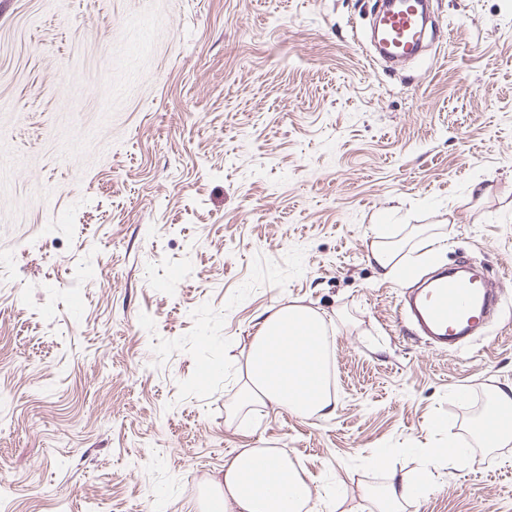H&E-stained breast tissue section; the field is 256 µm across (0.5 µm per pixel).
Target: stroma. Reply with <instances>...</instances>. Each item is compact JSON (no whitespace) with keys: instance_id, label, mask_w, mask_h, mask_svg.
<instances>
[{"instance_id":"1","label":"stroma","mask_w":512,"mask_h":512,"mask_svg":"<svg viewBox=\"0 0 512 512\" xmlns=\"http://www.w3.org/2000/svg\"><path fill=\"white\" fill-rule=\"evenodd\" d=\"M374 4L0 0V512H201L239 448L310 473L314 512H371L450 445L418 512H512V445L475 421L512 384V0H431L394 71ZM381 224L433 262L379 278ZM461 260L503 308L437 351L399 303ZM292 300L328 323L327 418L235 407Z\"/></svg>"}]
</instances>
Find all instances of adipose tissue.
Masks as SVG:
<instances>
[{
	"label": "adipose tissue",
	"mask_w": 512,
	"mask_h": 512,
	"mask_svg": "<svg viewBox=\"0 0 512 512\" xmlns=\"http://www.w3.org/2000/svg\"><path fill=\"white\" fill-rule=\"evenodd\" d=\"M369 258L384 279L405 275L402 248L391 225H379ZM325 318L293 301L262 312L250 338L239 405H268L294 414L326 417L336 410L327 382ZM416 477L390 473L385 487L366 498L378 512H403L419 504L432 484L439 461L458 449L425 448ZM313 499L310 475L294 468L287 455L271 448H242L224 462V486L211 499L218 512H303Z\"/></svg>",
	"instance_id": "obj_1"
}]
</instances>
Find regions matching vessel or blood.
<instances>
[{
  "mask_svg": "<svg viewBox=\"0 0 512 512\" xmlns=\"http://www.w3.org/2000/svg\"><path fill=\"white\" fill-rule=\"evenodd\" d=\"M420 3L395 0L380 17L381 39L396 57L410 58L418 52ZM497 303L496 294L482 279L442 273L417 288L401 310L404 319L416 322L434 348L445 349L469 336Z\"/></svg>",
  "mask_w": 512,
  "mask_h": 512,
  "instance_id": "vessel-or-blood-1",
  "label": "vessel or blood"
}]
</instances>
